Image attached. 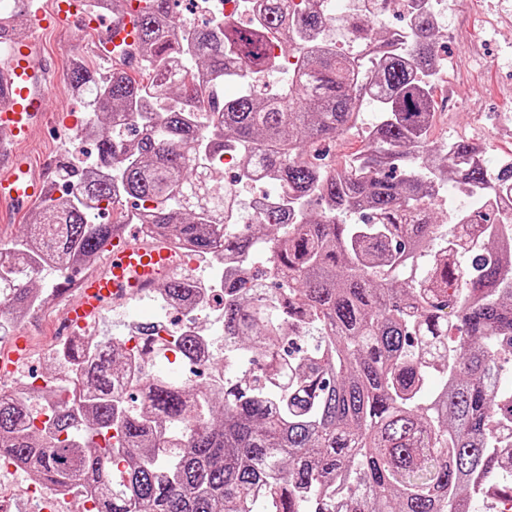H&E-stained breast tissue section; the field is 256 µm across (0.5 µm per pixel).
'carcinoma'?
I'll return each instance as SVG.
<instances>
[{"label":"carcinoma","instance_id":"obj_1","mask_svg":"<svg viewBox=\"0 0 512 512\" xmlns=\"http://www.w3.org/2000/svg\"><path fill=\"white\" fill-rule=\"evenodd\" d=\"M174 0H141L137 68L103 76L71 59L98 163L92 178L64 158L68 198L42 200L36 222L7 244L0 306L33 312L29 283L46 266L92 267L127 224L144 238L195 256L232 260L224 275V368L207 383L145 378L147 401L127 406L119 385L137 374L118 339L55 348L78 401L48 412L51 436L33 428L30 390L0 386V459L30 480L89 494L94 512H474L486 480L512 490V164L493 168L469 138L429 144L438 107L424 81L437 59L430 16L414 12L401 46L378 41L389 0H361L332 18L330 0H254L259 20L186 29ZM19 0H0V45L23 35ZM338 27L356 52L336 49ZM300 64L272 95L250 82L278 67L269 30ZM383 50L363 52L368 42ZM248 78L212 101L202 132V90ZM381 110L365 148L342 168L319 160L336 134L357 128L363 102ZM132 115L129 134L107 131ZM245 150L248 179L291 199L242 223L237 191L216 160ZM490 185L486 209L441 223L433 200L448 182ZM129 197L150 200L138 216ZM112 205L90 220L85 199ZM315 201L320 210L297 209ZM367 212L360 221L348 217ZM265 259L267 288L252 272ZM197 282L164 279L174 309ZM187 334L181 358L206 353Z\"/></svg>","mask_w":512,"mask_h":512}]
</instances>
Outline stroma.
<instances>
[{
    "mask_svg": "<svg viewBox=\"0 0 512 512\" xmlns=\"http://www.w3.org/2000/svg\"><path fill=\"white\" fill-rule=\"evenodd\" d=\"M72 37V32L57 29L44 35L57 71L50 109L70 126L33 131L26 150L37 162L49 153L69 154L73 148L70 127L86 118L83 100L72 92L68 79L65 47ZM437 52L447 56L448 72L434 84L438 113L430 142L457 137L476 140L484 144L492 164L512 156V0H466L461 10L449 12L440 28ZM57 325L54 318L26 317L23 327L29 351L15 380L22 382L27 374L50 370L47 353L60 342Z\"/></svg>",
    "mask_w": 512,
    "mask_h": 512,
    "instance_id": "obj_1",
    "label": "stroma"
}]
</instances>
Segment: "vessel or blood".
Instances as JSON below:
<instances>
[{
  "mask_svg": "<svg viewBox=\"0 0 512 512\" xmlns=\"http://www.w3.org/2000/svg\"><path fill=\"white\" fill-rule=\"evenodd\" d=\"M51 11H36L32 30L15 39L0 55V203L19 212L54 192L55 159L35 166L19 146L29 132L49 121V60L38 36L50 20L69 26L91 28V51L112 60V49L122 39L131 38L136 15L113 13L101 7L89 13L83 0H51ZM103 265L78 275L73 280L77 299L60 325L63 333L97 321L109 304L148 295L156 283L173 275L191 276L193 262L174 247L140 238L118 237L107 246Z\"/></svg>",
  "mask_w": 512,
  "mask_h": 512,
  "instance_id": "b4317fda",
  "label": "vessel or blood"
}]
</instances>
